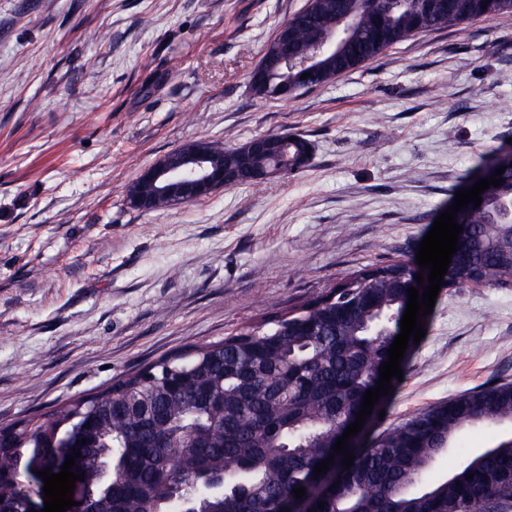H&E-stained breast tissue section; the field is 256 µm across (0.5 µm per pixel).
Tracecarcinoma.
Wrapping results in <instances>:
<instances>
[{
    "instance_id": "cac0c4a2",
    "label": "carcinoma",
    "mask_w": 512,
    "mask_h": 512,
    "mask_svg": "<svg viewBox=\"0 0 512 512\" xmlns=\"http://www.w3.org/2000/svg\"><path fill=\"white\" fill-rule=\"evenodd\" d=\"M311 20L289 24L288 45L274 37L263 55H310L336 30L327 54L308 81L303 71L276 67L250 79L259 98H291L327 85L422 32L463 27L480 18L512 20V0H312ZM281 151L248 154L258 174L295 175L296 159L313 144L283 133ZM210 154L235 161V148L200 142ZM502 147L481 154L460 176L470 189L501 167ZM481 193L482 203L456 214L470 225L458 242L461 266L448 275L451 290L488 284L512 288L502 255L512 224V170ZM419 270L407 252L355 271L295 310L247 325L220 342L194 346L114 381L88 398L57 408L32 425L0 429V512H17L27 487L12 478L24 449L41 446L51 466L62 438L82 431L78 462L94 480L107 463L112 473L93 512H179L172 487L207 500L208 512H280L292 490L313 491V468L356 420L366 391L379 381V365L400 331L408 294L398 287ZM512 424V382L472 389L417 412L366 445L351 449V468L335 456L332 490L316 512H504L512 507V435L467 457L437 480L427 475L457 447L464 429ZM245 467L224 472L225 461ZM473 479H467L468 475Z\"/></svg>"
}]
</instances>
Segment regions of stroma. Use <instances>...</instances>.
Instances as JSON below:
<instances>
[{
	"label": "stroma",
	"instance_id": "1",
	"mask_svg": "<svg viewBox=\"0 0 512 512\" xmlns=\"http://www.w3.org/2000/svg\"><path fill=\"white\" fill-rule=\"evenodd\" d=\"M306 0H0V428L417 249L512 138V21L412 36L290 101L249 76ZM299 133L310 165L156 212L145 167ZM512 381V288L440 290L377 436ZM501 146L492 147L481 154L475 165L466 168L460 176L464 188H472L481 179H489L496 173V169L504 167L500 164V153L504 151ZM479 174L478 178L477 175Z\"/></svg>",
	"mask_w": 512,
	"mask_h": 512
}]
</instances>
